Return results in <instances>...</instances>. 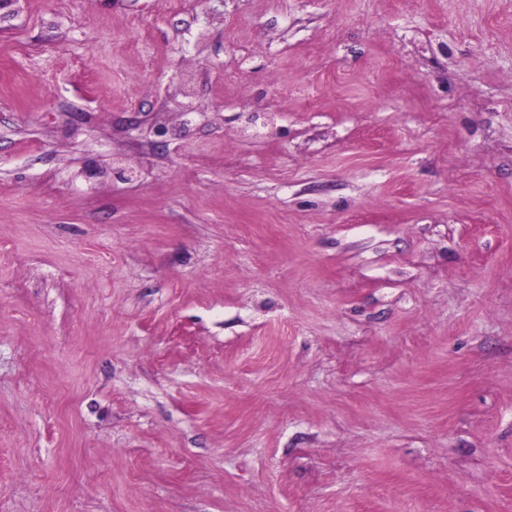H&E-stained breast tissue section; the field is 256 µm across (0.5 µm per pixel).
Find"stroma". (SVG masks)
<instances>
[{"mask_svg":"<svg viewBox=\"0 0 512 512\" xmlns=\"http://www.w3.org/2000/svg\"><path fill=\"white\" fill-rule=\"evenodd\" d=\"M0 512H512V0H0Z\"/></svg>","mask_w":512,"mask_h":512,"instance_id":"stroma-1","label":"stroma"}]
</instances>
